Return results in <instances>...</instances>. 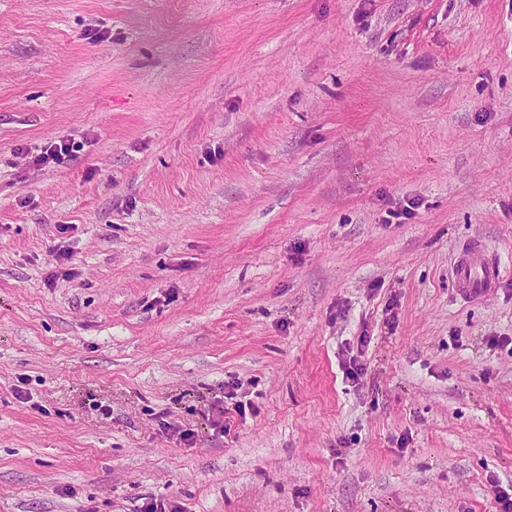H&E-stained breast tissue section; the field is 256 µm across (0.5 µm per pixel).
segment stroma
Instances as JSON below:
<instances>
[{
  "instance_id": "stroma-1",
  "label": "stroma",
  "mask_w": 512,
  "mask_h": 512,
  "mask_svg": "<svg viewBox=\"0 0 512 512\" xmlns=\"http://www.w3.org/2000/svg\"><path fill=\"white\" fill-rule=\"evenodd\" d=\"M155 499L512 512V0H0V512ZM74 142H66L65 140L59 141V143H55L46 148L40 155L35 157L36 164H49V163H60L66 157L72 156L74 152H77L78 146L75 147ZM499 274V263L487 245L475 239L461 246L451 275L460 299L472 301L487 297L496 288Z\"/></svg>"
}]
</instances>
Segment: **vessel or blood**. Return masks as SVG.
Masks as SVG:
<instances>
[{
	"instance_id": "obj_1",
	"label": "vessel or blood",
	"mask_w": 512,
	"mask_h": 512,
	"mask_svg": "<svg viewBox=\"0 0 512 512\" xmlns=\"http://www.w3.org/2000/svg\"><path fill=\"white\" fill-rule=\"evenodd\" d=\"M499 264L487 245L478 239L464 243L452 266V279L460 299L472 301L487 297L496 288Z\"/></svg>"
}]
</instances>
